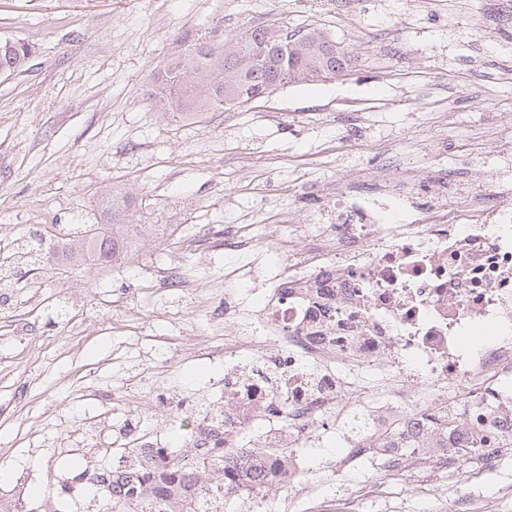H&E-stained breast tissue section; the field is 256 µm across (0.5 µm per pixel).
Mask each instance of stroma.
Wrapping results in <instances>:
<instances>
[{
  "label": "stroma",
  "mask_w": 512,
  "mask_h": 512,
  "mask_svg": "<svg viewBox=\"0 0 512 512\" xmlns=\"http://www.w3.org/2000/svg\"><path fill=\"white\" fill-rule=\"evenodd\" d=\"M511 0H0V38L31 44L29 72L0 77V251L29 226L98 224L101 192L133 201L141 239L108 269L26 266L0 283V497L39 488L55 512H97L82 470L100 451L147 434L182 445L173 417L198 414L237 367L265 364L258 349L224 359L237 298L226 272L263 253L283 261L278 213L309 224L323 191L384 164L433 177L451 166L449 193H495L493 173L512 163L506 141L483 129L512 126L503 78L512 29L494 14ZM315 28L348 44L347 75L295 83L230 116L198 121L159 111L153 76L201 39L250 26ZM228 224H263L257 249L228 250ZM178 262L204 289L165 287L147 274ZM295 448L303 489L275 488L260 512H306L370 482L372 459L346 470L347 427H318ZM451 485L481 512H512V467L467 483L426 468L407 485L367 497L362 512H453L418 495Z\"/></svg>",
  "instance_id": "obj_1"
}]
</instances>
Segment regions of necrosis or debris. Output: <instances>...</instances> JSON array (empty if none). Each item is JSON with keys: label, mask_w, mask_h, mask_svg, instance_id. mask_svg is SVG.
<instances>
[{"label": "necrosis or debris", "mask_w": 512, "mask_h": 512, "mask_svg": "<svg viewBox=\"0 0 512 512\" xmlns=\"http://www.w3.org/2000/svg\"><path fill=\"white\" fill-rule=\"evenodd\" d=\"M450 170L419 184L381 171L378 193L328 191L285 264L265 267L254 318L224 345L263 347L271 365L224 378V436L258 421L269 448H295L340 421L345 395L362 420L349 441L380 476L413 465L471 477L497 470L512 425V203L447 195Z\"/></svg>", "instance_id": "necrosis-or-debris-1"}]
</instances>
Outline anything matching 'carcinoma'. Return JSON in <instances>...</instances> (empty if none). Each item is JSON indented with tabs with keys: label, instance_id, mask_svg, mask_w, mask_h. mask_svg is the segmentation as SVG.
<instances>
[{
	"label": "carcinoma",
	"instance_id": "1",
	"mask_svg": "<svg viewBox=\"0 0 512 512\" xmlns=\"http://www.w3.org/2000/svg\"><path fill=\"white\" fill-rule=\"evenodd\" d=\"M32 49L23 40L0 38V76L30 69ZM351 52L321 32L301 35L254 25L246 31L201 43L167 65L154 97L161 108L187 118L230 112L269 96L273 87L317 82L348 72ZM105 222L86 224L80 238L61 248L62 264L77 269L89 261L107 267L124 256L129 205L114 191L106 196ZM186 430L185 450L155 460L152 449L133 444L118 452L117 465L83 472L102 501V512H224L228 498L264 495L269 461L288 448H202Z\"/></svg>",
	"mask_w": 512,
	"mask_h": 512
}]
</instances>
